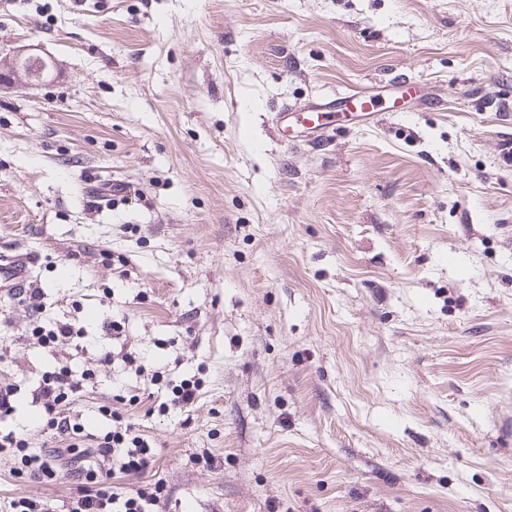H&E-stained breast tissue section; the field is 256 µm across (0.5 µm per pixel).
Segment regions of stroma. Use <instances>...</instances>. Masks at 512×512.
<instances>
[{"mask_svg": "<svg viewBox=\"0 0 512 512\" xmlns=\"http://www.w3.org/2000/svg\"><path fill=\"white\" fill-rule=\"evenodd\" d=\"M17 43L55 70L0 90V252L41 293L0 292V430L121 415L154 460L113 490L158 512H512V0H0ZM350 89L378 123L278 140ZM58 323L78 345L33 339ZM65 364L74 440L33 421ZM72 493L0 458V512ZM361 92H345L336 95L327 103H311L304 107H294L283 104L273 116V122L283 141H288V134L302 128L296 136L291 139L305 138L308 142L322 140L329 132L327 117L332 111L354 112L365 119L374 120L381 116V111H370L371 100L364 97ZM85 372L76 374L71 367L62 366L58 372L42 377L34 389L33 402L41 408L47 430H56L59 434H80V424H71L62 407L84 387L88 377ZM202 390V381L200 378H195V375L190 378L182 379L179 384L172 385L170 403L162 402L160 407L179 409H188L198 399L200 391Z\"/></svg>", "mask_w": 512, "mask_h": 512, "instance_id": "1", "label": "stroma"}]
</instances>
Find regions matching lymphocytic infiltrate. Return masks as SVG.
Segmentation results:
<instances>
[{"mask_svg": "<svg viewBox=\"0 0 512 512\" xmlns=\"http://www.w3.org/2000/svg\"><path fill=\"white\" fill-rule=\"evenodd\" d=\"M87 380L86 374L76 373L64 366L51 375L42 377L34 390L33 400L41 408L47 430L60 434H79L81 427L63 412V405L76 396ZM12 456L19 471L42 479L59 475L57 459L70 455L72 468L68 479L76 487V496L69 512H154L161 498V483H148L119 496L111 491L110 471L105 464L117 461L118 471L127 476L143 474L149 466L151 448L133 426L116 427L98 436L94 447L81 449L41 448L31 451L27 439L16 432H0V455Z\"/></svg>", "mask_w": 512, "mask_h": 512, "instance_id": "lymphocytic-infiltrate-1", "label": "lymphocytic infiltrate"}]
</instances>
